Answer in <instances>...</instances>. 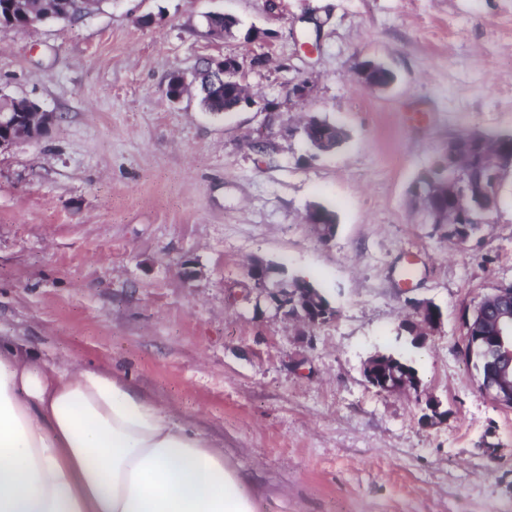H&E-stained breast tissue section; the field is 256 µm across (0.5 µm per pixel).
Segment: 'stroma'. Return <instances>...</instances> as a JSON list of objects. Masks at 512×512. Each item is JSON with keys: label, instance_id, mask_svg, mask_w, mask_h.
Instances as JSON below:
<instances>
[{"label": "stroma", "instance_id": "stroma-1", "mask_svg": "<svg viewBox=\"0 0 512 512\" xmlns=\"http://www.w3.org/2000/svg\"><path fill=\"white\" fill-rule=\"evenodd\" d=\"M211 13L233 36L206 35ZM227 57L252 107L168 97L171 72ZM360 61L392 82L364 85ZM0 94L57 117L0 152L1 340L112 371L220 442L257 512H512V408L463 355L465 316L512 284V173L464 244L409 195L449 135L512 133V0H107L75 25L0 26ZM310 115L346 140L311 150ZM257 259L335 317L269 306ZM414 300L443 317L420 342ZM377 353L406 359L422 396L369 384Z\"/></svg>", "mask_w": 512, "mask_h": 512}]
</instances>
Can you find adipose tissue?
Returning <instances> with one entry per match:
<instances>
[{"instance_id":"1","label":"adipose tissue","mask_w":512,"mask_h":512,"mask_svg":"<svg viewBox=\"0 0 512 512\" xmlns=\"http://www.w3.org/2000/svg\"><path fill=\"white\" fill-rule=\"evenodd\" d=\"M0 512H256L224 450L112 373L0 343Z\"/></svg>"}]
</instances>
